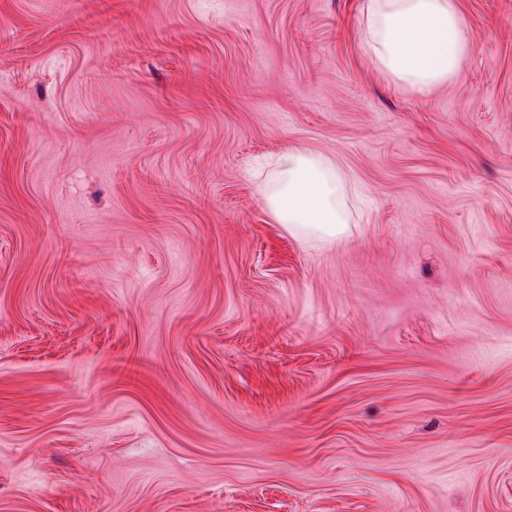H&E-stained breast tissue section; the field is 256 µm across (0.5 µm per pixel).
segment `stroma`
<instances>
[{
	"label": "stroma",
	"instance_id": "stroma-1",
	"mask_svg": "<svg viewBox=\"0 0 512 512\" xmlns=\"http://www.w3.org/2000/svg\"><path fill=\"white\" fill-rule=\"evenodd\" d=\"M456 2L420 94L361 0H0V512H512V0ZM268 171L256 183L277 224L292 236L333 245L348 230L341 206L346 175L330 158L286 148L266 162Z\"/></svg>",
	"mask_w": 512,
	"mask_h": 512
}]
</instances>
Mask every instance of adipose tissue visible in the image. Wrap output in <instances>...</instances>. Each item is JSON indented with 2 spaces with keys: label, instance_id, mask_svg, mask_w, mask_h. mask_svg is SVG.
Instances as JSON below:
<instances>
[{
  "label": "adipose tissue",
  "instance_id": "ef3b65f1",
  "mask_svg": "<svg viewBox=\"0 0 512 512\" xmlns=\"http://www.w3.org/2000/svg\"><path fill=\"white\" fill-rule=\"evenodd\" d=\"M361 38L378 69L421 94L446 82L473 43L456 0H366ZM267 167L257 190L290 235L331 245L346 234L347 177L336 163L287 148Z\"/></svg>",
  "mask_w": 512,
  "mask_h": 512
}]
</instances>
